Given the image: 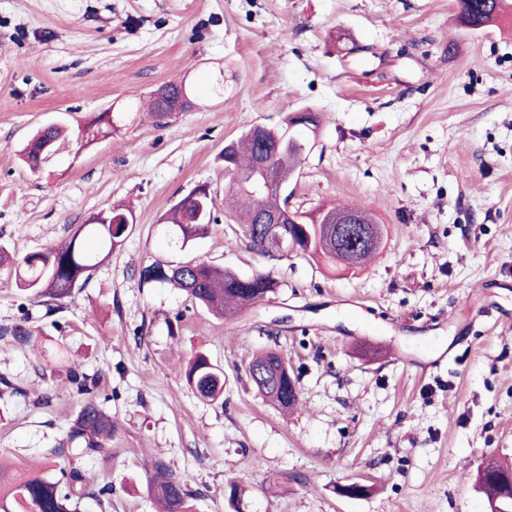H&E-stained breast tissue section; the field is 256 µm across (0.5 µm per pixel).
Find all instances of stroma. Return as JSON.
<instances>
[{"label":"stroma","instance_id":"obj_1","mask_svg":"<svg viewBox=\"0 0 512 512\" xmlns=\"http://www.w3.org/2000/svg\"><path fill=\"white\" fill-rule=\"evenodd\" d=\"M496 21L461 25L457 0H0V457L17 469H85L112 504L154 512L147 464L160 458L195 512H488L475 476L512 466V0ZM224 77V94L211 90ZM183 81L191 104L157 123L131 112L88 137L104 112ZM311 110L320 128L289 182L306 216L360 205L383 227L379 253L343 269L296 253L264 257L224 220L225 143ZM66 136L40 170L20 158L41 127ZM208 186L219 221L187 248L160 217ZM136 224L89 282L50 312L14 264L67 240L113 206ZM196 258L275 296L217 317L165 284L153 261ZM499 314L470 331L474 304ZM179 319L178 335L168 320ZM33 332L22 350L8 330ZM455 359L429 374L435 344ZM287 357L300 405L281 413L247 375L255 352ZM224 372V402L198 398L188 358ZM80 360L119 428L106 455H51L81 400ZM357 482L359 498L337 494Z\"/></svg>","mask_w":512,"mask_h":512}]
</instances>
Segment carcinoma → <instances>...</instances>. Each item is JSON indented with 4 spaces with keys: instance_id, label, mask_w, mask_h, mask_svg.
I'll use <instances>...</instances> for the list:
<instances>
[{
    "instance_id": "obj_1",
    "label": "carcinoma",
    "mask_w": 512,
    "mask_h": 512,
    "mask_svg": "<svg viewBox=\"0 0 512 512\" xmlns=\"http://www.w3.org/2000/svg\"><path fill=\"white\" fill-rule=\"evenodd\" d=\"M504 0H459L461 22L472 28L485 26L499 16L496 8ZM61 129L57 125L41 128L25 145L24 160L36 170L44 160V147L57 144ZM274 151L272 169L261 175L265 189L259 191L250 180L255 176L257 143L249 132L224 145V177L227 189L240 206L230 215L250 246L267 255L264 237L252 224V215L261 210L280 206V187L300 166L307 144L289 132V126L273 128L268 134ZM214 202L209 189L197 186L188 196L176 203L162 219L163 226L178 232L181 247L200 237L206 228L218 222L214 215ZM135 224L131 211L115 207L105 214H97L81 224L73 236L54 247L34 252L24 258L16 268V281L20 290L34 296L62 299L88 281L93 271L127 237L124 223ZM323 224H283L281 230L288 236L293 251L306 256L325 258L342 263L335 251L323 246ZM143 284L162 283L180 290L192 303L211 314L222 317L236 310L252 307L276 295L278 281L267 271L242 276L230 269L214 266L205 261L189 260L171 265L154 261L140 271ZM264 370L266 377L258 379L256 370ZM248 377L263 400L288 411L299 401L296 383L290 375L287 360L281 354L268 350L255 355L248 365ZM70 379L76 392L82 396L81 408L67 433L66 445L51 449L54 455L78 452L84 456L101 455L109 451L108 444L117 432V426L92 397L96 379L75 365L70 368ZM186 383L200 399L217 402L224 391V373L215 366L202 350L193 353L185 369ZM154 477L147 486L148 495L156 512H193L189 504L192 493L184 481L174 474L161 459L151 461ZM512 478V471L500 465H485L478 479L488 503L512 512V499L503 497L502 481ZM112 495V488L94 489L86 482L78 468L60 469V476L44 472L6 469L0 464V512H78L82 499L95 497L102 500Z\"/></svg>"
}]
</instances>
